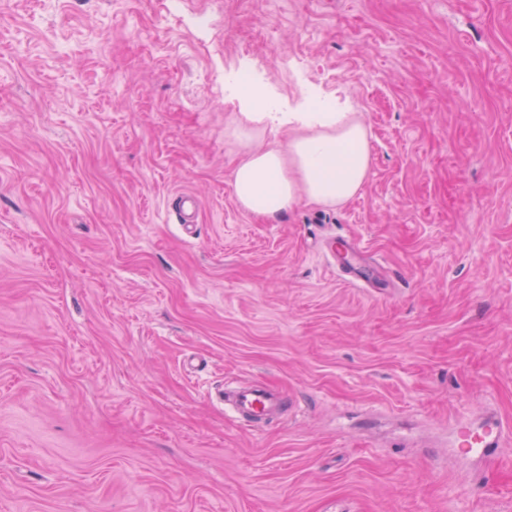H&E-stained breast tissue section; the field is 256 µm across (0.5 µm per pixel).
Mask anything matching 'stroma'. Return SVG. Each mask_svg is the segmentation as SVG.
<instances>
[{
  "label": "stroma",
  "mask_w": 512,
  "mask_h": 512,
  "mask_svg": "<svg viewBox=\"0 0 512 512\" xmlns=\"http://www.w3.org/2000/svg\"><path fill=\"white\" fill-rule=\"evenodd\" d=\"M166 2L0 0V512H512V437L450 446L512 426V0ZM251 62L360 113L355 198L238 206ZM225 408H230L235 423L256 426L271 421L277 414L287 411L288 400L280 392L265 384H251L221 391ZM506 433L504 426L495 421L480 429L460 426L456 446L467 453L493 457L502 446V437Z\"/></svg>",
  "instance_id": "35a3bbf8"
}]
</instances>
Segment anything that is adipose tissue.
<instances>
[{
	"instance_id": "adipose-tissue-1",
	"label": "adipose tissue",
	"mask_w": 512,
	"mask_h": 512,
	"mask_svg": "<svg viewBox=\"0 0 512 512\" xmlns=\"http://www.w3.org/2000/svg\"><path fill=\"white\" fill-rule=\"evenodd\" d=\"M287 128L285 146L266 143L265 129ZM226 135L239 161L234 196L268 220L300 204L337 206L354 198L371 167L365 124L355 112H238Z\"/></svg>"
}]
</instances>
